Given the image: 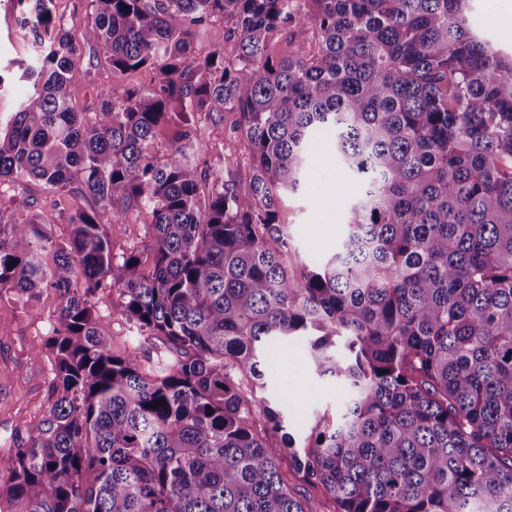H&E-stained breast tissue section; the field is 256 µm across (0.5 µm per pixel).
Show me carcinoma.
<instances>
[{"label": "carcinoma", "mask_w": 512, "mask_h": 512, "mask_svg": "<svg viewBox=\"0 0 512 512\" xmlns=\"http://www.w3.org/2000/svg\"><path fill=\"white\" fill-rule=\"evenodd\" d=\"M26 2L34 93L0 115V287L59 305L38 346L52 403L0 470L6 512H309L275 434L339 512H512V56L470 0H89L77 37L53 0ZM81 43L156 83L102 88L87 118ZM225 112L253 161L243 186L197 158L191 116ZM322 134L358 190L336 253L297 273L281 203ZM30 183L92 205L47 211ZM141 209L148 242L118 260ZM108 288L161 344L111 349ZM288 342L344 397L300 445L288 399L258 398ZM151 216L147 211L130 214L129 223L124 224L121 233L113 237V253L116 259L134 246L142 245L145 239L146 225L151 223Z\"/></svg>", "instance_id": "carcinoma-1"}]
</instances>
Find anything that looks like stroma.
Returning a JSON list of instances; mask_svg holds the SVG:
<instances>
[{
    "instance_id": "stroma-1",
    "label": "stroma",
    "mask_w": 512,
    "mask_h": 512,
    "mask_svg": "<svg viewBox=\"0 0 512 512\" xmlns=\"http://www.w3.org/2000/svg\"><path fill=\"white\" fill-rule=\"evenodd\" d=\"M24 11L16 0H0V112L11 111L33 93L31 84L21 77L31 53L29 36L20 25ZM153 80L148 70L114 77L103 60L85 56L71 72L73 103L76 111L88 113L98 107V86L109 85L119 92L127 85L147 86ZM198 126L200 159L225 180L246 181L250 157L229 121L202 117ZM330 155L326 138L310 144L309 176L300 191L283 204L282 219L293 234L296 258L305 263L335 252L345 231L344 203L357 189L331 162ZM120 300L119 291L112 288L101 293L96 305L101 328L117 351L137 343L128 324L115 313ZM57 305L55 294L49 290L27 300L12 289L0 288V467L7 466L14 456L24 424L41 419L52 401L53 358L45 351L33 353L32 348L44 341ZM270 390L288 396L294 406L288 421L297 431L314 414L335 418L342 401L335 383L315 375L304 353L292 346L277 359Z\"/></svg>"
}]
</instances>
